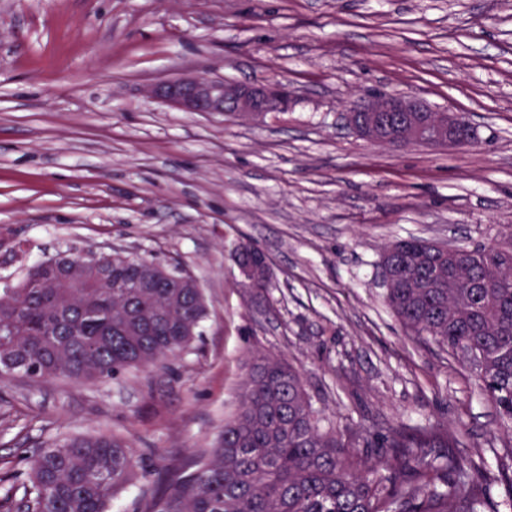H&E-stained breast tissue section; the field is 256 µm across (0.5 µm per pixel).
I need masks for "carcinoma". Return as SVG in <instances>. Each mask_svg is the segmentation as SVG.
I'll use <instances>...</instances> for the list:
<instances>
[{"label": "carcinoma", "mask_w": 512, "mask_h": 512, "mask_svg": "<svg viewBox=\"0 0 512 512\" xmlns=\"http://www.w3.org/2000/svg\"><path fill=\"white\" fill-rule=\"evenodd\" d=\"M232 258L252 269L253 289L270 287L267 256L253 243ZM105 275L78 257L45 260L17 288L0 292V379H119L189 351L207 316L202 289L154 270L142 258L102 253ZM381 267L386 302L403 327L463 357L512 437V243L445 246L403 240ZM463 435L436 423L378 435L320 425L297 369L257 351L216 447L152 483L138 512H485L495 483L512 497V471L492 477L457 448ZM115 436L72 437L41 450L20 486L25 512H109L137 476Z\"/></svg>", "instance_id": "carcinoma-1"}]
</instances>
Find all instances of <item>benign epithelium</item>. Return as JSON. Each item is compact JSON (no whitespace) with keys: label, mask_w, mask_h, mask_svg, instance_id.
Returning <instances> with one entry per match:
<instances>
[{"label":"benign epithelium","mask_w":512,"mask_h":512,"mask_svg":"<svg viewBox=\"0 0 512 512\" xmlns=\"http://www.w3.org/2000/svg\"><path fill=\"white\" fill-rule=\"evenodd\" d=\"M148 96L160 98L181 111L220 115L229 103L234 111L251 116L285 111L290 103L288 91L279 85L228 84L199 75L160 83L148 91ZM431 111L433 108L414 96L373 94L352 104L346 110V119L360 137L375 143L400 145L422 141L438 148H462L469 144V141L459 139L456 131L460 126L470 127L472 123L463 113L447 109L440 111L439 134L422 140L426 125L422 113ZM392 112H404L407 117L395 121L377 117L379 113Z\"/></svg>","instance_id":"1"}]
</instances>
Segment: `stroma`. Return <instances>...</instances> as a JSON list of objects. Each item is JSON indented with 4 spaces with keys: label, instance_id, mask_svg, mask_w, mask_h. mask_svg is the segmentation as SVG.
Instances as JSON below:
<instances>
[{
    "label": "stroma",
    "instance_id": "stroma-1",
    "mask_svg": "<svg viewBox=\"0 0 512 512\" xmlns=\"http://www.w3.org/2000/svg\"><path fill=\"white\" fill-rule=\"evenodd\" d=\"M188 73L292 99L228 126L143 94ZM374 93L466 113L477 141L370 143L344 114ZM511 230L512 0H0V281L115 250L191 275L209 311L168 368L0 382V477L75 435L182 465L216 446L258 348L301 370L326 423L442 420L496 469L511 444L495 407L468 363L404 330L380 254ZM246 238L274 272L261 298L229 258Z\"/></svg>",
    "mask_w": 512,
    "mask_h": 512
}]
</instances>
